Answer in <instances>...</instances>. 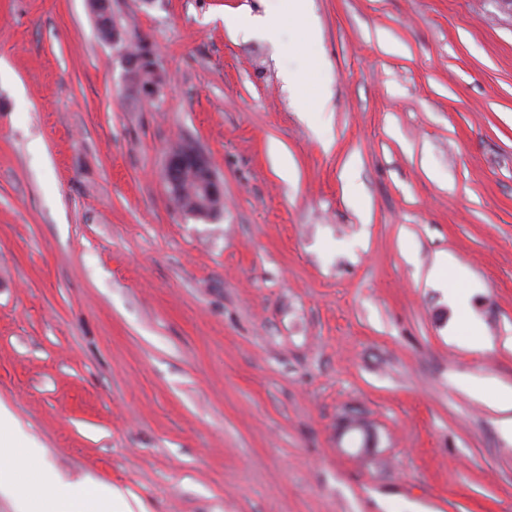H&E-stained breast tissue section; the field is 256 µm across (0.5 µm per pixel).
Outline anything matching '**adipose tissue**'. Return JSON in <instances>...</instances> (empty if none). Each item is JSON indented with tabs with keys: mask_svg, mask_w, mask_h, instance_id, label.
<instances>
[{
	"mask_svg": "<svg viewBox=\"0 0 512 512\" xmlns=\"http://www.w3.org/2000/svg\"><path fill=\"white\" fill-rule=\"evenodd\" d=\"M0 495L13 512H145L139 498L125 488L93 481L75 484L46 468L34 440L21 428L7 403L0 401Z\"/></svg>",
	"mask_w": 512,
	"mask_h": 512,
	"instance_id": "ef3b65f1",
	"label": "adipose tissue"
}]
</instances>
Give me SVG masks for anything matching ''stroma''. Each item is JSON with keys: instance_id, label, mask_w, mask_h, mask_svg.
<instances>
[{"instance_id": "obj_1", "label": "stroma", "mask_w": 512, "mask_h": 512, "mask_svg": "<svg viewBox=\"0 0 512 512\" xmlns=\"http://www.w3.org/2000/svg\"><path fill=\"white\" fill-rule=\"evenodd\" d=\"M267 6L112 0L148 99L89 0H0V399L147 512H512V6L309 0L275 45ZM183 141L217 217L169 197ZM306 46L312 51V63L309 71L304 75H299L298 80L293 85V94L297 99H304L308 96V90L312 82L317 79L318 66L315 62V54L313 51L314 39L311 34L304 36ZM191 168L197 173L195 188L201 202L207 204L212 198H223L224 189L213 172L209 159L205 153L198 149L188 151L187 154H169L166 160V180L173 193H180L183 172ZM193 184L186 178L182 182V193L179 203L182 210L194 209Z\"/></svg>"}]
</instances>
